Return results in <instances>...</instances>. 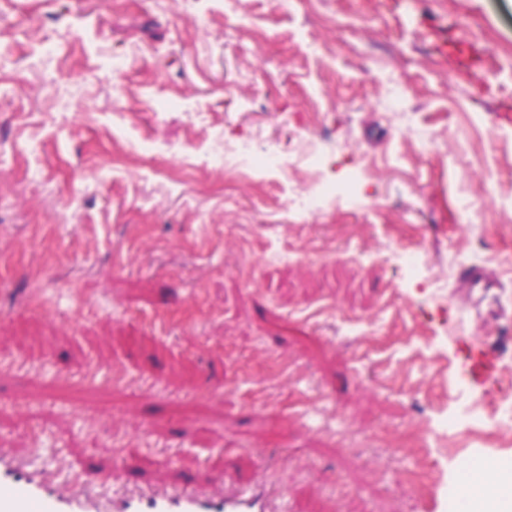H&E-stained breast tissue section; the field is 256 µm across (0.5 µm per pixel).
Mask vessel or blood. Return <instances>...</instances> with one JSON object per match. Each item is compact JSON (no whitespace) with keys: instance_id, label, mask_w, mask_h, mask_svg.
Instances as JSON below:
<instances>
[{"instance_id":"b4317fda","label":"vessel or blood","mask_w":512,"mask_h":512,"mask_svg":"<svg viewBox=\"0 0 512 512\" xmlns=\"http://www.w3.org/2000/svg\"><path fill=\"white\" fill-rule=\"evenodd\" d=\"M474 377H491L497 365L480 346L469 349ZM0 512H269L257 494L213 496L197 489L129 492L104 506L94 495L62 487L50 473L34 471L11 458L0 457Z\"/></svg>"}]
</instances>
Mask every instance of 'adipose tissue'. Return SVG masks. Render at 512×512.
Instances as JSON below:
<instances>
[{
  "instance_id": "obj_1",
  "label": "adipose tissue",
  "mask_w": 512,
  "mask_h": 512,
  "mask_svg": "<svg viewBox=\"0 0 512 512\" xmlns=\"http://www.w3.org/2000/svg\"><path fill=\"white\" fill-rule=\"evenodd\" d=\"M466 512H512V470L503 469L492 458L463 481Z\"/></svg>"
}]
</instances>
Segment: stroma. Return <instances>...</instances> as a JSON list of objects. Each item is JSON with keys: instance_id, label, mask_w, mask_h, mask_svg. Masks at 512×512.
<instances>
[{"instance_id": "1", "label": "stroma", "mask_w": 512, "mask_h": 512, "mask_svg": "<svg viewBox=\"0 0 512 512\" xmlns=\"http://www.w3.org/2000/svg\"><path fill=\"white\" fill-rule=\"evenodd\" d=\"M217 134L287 176L211 165ZM308 141L353 191L314 215L283 204ZM463 395L512 407V0H0V454L455 512L468 467L512 460L446 426ZM470 371L475 378L491 377L497 369L496 362L482 346L469 345Z\"/></svg>"}]
</instances>
